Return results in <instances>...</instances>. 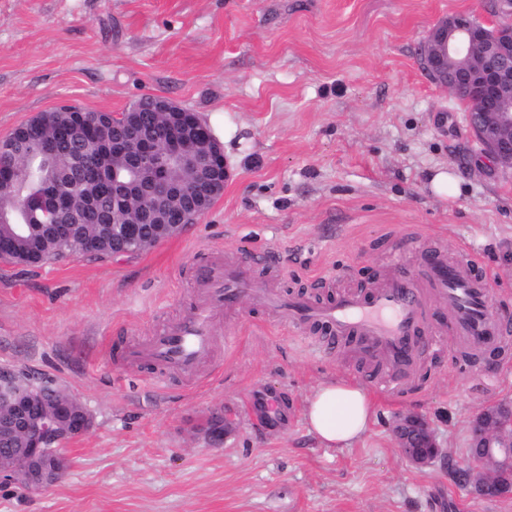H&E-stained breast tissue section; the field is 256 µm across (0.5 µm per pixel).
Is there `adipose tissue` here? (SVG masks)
<instances>
[{
    "label": "adipose tissue",
    "instance_id": "ef3b65f1",
    "mask_svg": "<svg viewBox=\"0 0 512 512\" xmlns=\"http://www.w3.org/2000/svg\"><path fill=\"white\" fill-rule=\"evenodd\" d=\"M374 414V402L360 383L330 378L307 400L309 430L325 446L338 447L359 439Z\"/></svg>",
    "mask_w": 512,
    "mask_h": 512
}]
</instances>
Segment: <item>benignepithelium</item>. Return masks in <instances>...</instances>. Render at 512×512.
Returning a JSON list of instances; mask_svg holds the SVG:
<instances>
[{
	"mask_svg": "<svg viewBox=\"0 0 512 512\" xmlns=\"http://www.w3.org/2000/svg\"><path fill=\"white\" fill-rule=\"evenodd\" d=\"M497 19L485 22L467 12L457 13L435 25L421 50L424 70L440 86L458 97L468 91L475 110L469 115V124L481 147L482 154L501 168L512 170V0H496ZM58 111L67 113L65 119H55V125L65 131L88 132L101 129L99 115L95 112L73 111L61 106ZM152 112L170 116L185 113L187 109L171 100L156 96ZM131 137L139 142L135 156L136 165L150 181V195L154 201L176 199L169 195L171 188L168 168L158 164L147 148L151 131L134 124ZM213 152L219 155L220 166L208 168L209 186L214 197L224 191L229 178L222 146L211 139ZM208 152L204 146L188 154L173 153L170 159L185 167H199L200 155ZM77 188L74 183L63 187ZM54 186L44 195L26 204L28 211L41 212L44 223L52 226L55 238L70 236L71 225L79 216L64 205L55 202L61 194ZM178 213L172 224H194L200 217L196 205L176 207ZM144 217L137 210V217L126 224L112 225V240H137L133 225ZM52 386L45 378L25 371L0 368V412L14 413L5 426V432L19 438L20 448H3L13 463L6 465L0 458V482L14 483L27 489H42L59 480L58 461L64 458L63 446L70 440L87 433L93 419L85 407L75 402L46 407L43 397ZM479 440L480 453L469 459L463 471V480L474 485L486 497L502 498L512 495V489L496 482V472L503 465L512 463V408L492 405L479 411L473 420ZM397 445L402 455L416 466H428L444 458V453L426 419L418 415H405L394 426Z\"/></svg>",
	"mask_w": 512,
	"mask_h": 512,
	"instance_id": "7a95c632",
	"label": "benign epithelium"
}]
</instances>
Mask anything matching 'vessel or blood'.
<instances>
[{
	"instance_id": "1",
	"label": "vessel or blood",
	"mask_w": 512,
	"mask_h": 512,
	"mask_svg": "<svg viewBox=\"0 0 512 512\" xmlns=\"http://www.w3.org/2000/svg\"><path fill=\"white\" fill-rule=\"evenodd\" d=\"M418 260L424 281L392 274L367 290L319 303L257 286L242 268L213 259L198 269L205 297L191 313L154 336L126 346L122 355L130 363L147 362L192 374L211 352L216 310L232 308L249 294L262 307L287 311L293 322L320 330L324 344L353 342L362 359L384 362L389 381L401 385L415 372L419 355L429 349L424 296L428 286L444 299L453 335L470 349L496 353L512 336V318L492 314L488 278L477 261H453L439 250L424 247Z\"/></svg>"
}]
</instances>
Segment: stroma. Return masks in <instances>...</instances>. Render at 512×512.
Listing matches in <instances>:
<instances>
[{"label": "stroma", "instance_id": "obj_1", "mask_svg": "<svg viewBox=\"0 0 512 512\" xmlns=\"http://www.w3.org/2000/svg\"><path fill=\"white\" fill-rule=\"evenodd\" d=\"M487 0H0V141L63 104L119 112L145 94L199 113L230 178L194 224L139 255L0 264V366L45 375L94 423L52 486L0 483V512H512L460 481L473 416L512 405V344L461 346L433 303L432 349L389 389L353 346H318L286 312L241 300L215 316L196 382L126 363L198 299L200 259L323 301L399 272L416 253L477 256L493 314L512 316V175L479 152L465 103L420 64L429 30ZM456 180L448 196L431 179ZM365 385L375 411L349 446L309 431L323 380ZM280 410L252 418L251 393ZM423 416L444 459L408 462L393 428ZM226 419L221 438L210 423Z\"/></svg>", "mask_w": 512, "mask_h": 512}]
</instances>
